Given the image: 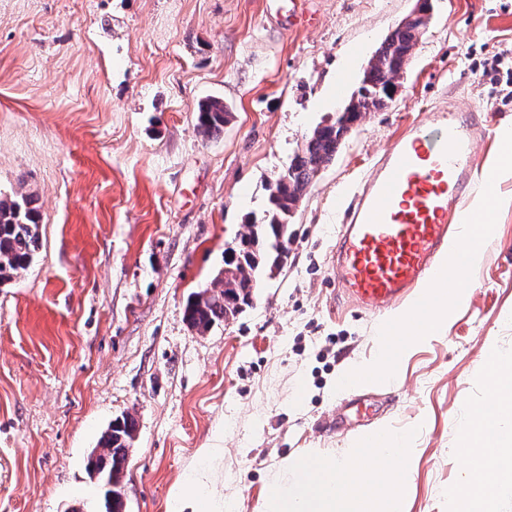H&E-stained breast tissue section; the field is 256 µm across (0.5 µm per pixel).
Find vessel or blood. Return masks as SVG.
Segmentation results:
<instances>
[{"label":"vessel or blood","mask_w":512,"mask_h":512,"mask_svg":"<svg viewBox=\"0 0 512 512\" xmlns=\"http://www.w3.org/2000/svg\"><path fill=\"white\" fill-rule=\"evenodd\" d=\"M485 132L477 111L436 110L412 124L366 173L352 196L337 195V286L371 312L408 302L420 319L432 302L423 285L470 268L472 229L492 235L462 204L475 187L474 145Z\"/></svg>","instance_id":"1"}]
</instances>
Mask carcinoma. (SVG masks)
<instances>
[{
	"instance_id": "1",
	"label": "carcinoma",
	"mask_w": 512,
	"mask_h": 512,
	"mask_svg": "<svg viewBox=\"0 0 512 512\" xmlns=\"http://www.w3.org/2000/svg\"><path fill=\"white\" fill-rule=\"evenodd\" d=\"M421 32L415 26L399 25L381 44L368 61L362 85L353 95L358 111L381 109L391 101L385 90L394 75L407 65L401 49L417 42ZM229 115L223 100L210 99L198 108L197 127L206 137L216 136L224 131ZM343 138L344 129L334 123L319 125L308 134L283 173L284 180L269 188L264 221L250 224L247 233L234 238L224 249V265L238 270L240 277L227 287L218 280L188 301L186 317L193 329L206 333L225 323L228 312L251 304L252 290L258 288L254 281L259 279L261 269L279 266L278 226L288 223L290 202L302 197L316 174L335 160ZM38 246L39 215L31 199H0V282L26 268ZM136 429L133 416L122 417L102 436L101 452L90 458V466L100 472L105 487L104 512H125L121 478Z\"/></svg>"
}]
</instances>
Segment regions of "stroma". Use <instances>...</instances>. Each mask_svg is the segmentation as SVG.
<instances>
[{
  "label": "stroma",
  "mask_w": 512,
  "mask_h": 512,
  "mask_svg": "<svg viewBox=\"0 0 512 512\" xmlns=\"http://www.w3.org/2000/svg\"><path fill=\"white\" fill-rule=\"evenodd\" d=\"M415 0H0V198L33 196L39 248L0 283V512H99L88 460L112 421L137 432L126 512H169L171 491L219 440L210 486L262 512L280 461L360 447L381 428L414 449L404 512H449L471 460L457 414L512 356V176L494 233L439 331L399 351L394 377L351 394L340 373L378 364L385 316L336 290V196L410 124L454 102L512 132V0H429L394 99L367 113L312 181L288 256L251 307L206 334L188 300L224 265L267 187L316 126L334 123L369 57ZM350 67L344 96L336 77ZM230 107L205 138L197 107ZM373 415L341 424L351 399Z\"/></svg>",
  "instance_id": "1"
}]
</instances>
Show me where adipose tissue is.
<instances>
[{
	"label": "adipose tissue",
	"instance_id": "ef3b65f1",
	"mask_svg": "<svg viewBox=\"0 0 512 512\" xmlns=\"http://www.w3.org/2000/svg\"><path fill=\"white\" fill-rule=\"evenodd\" d=\"M488 408H467L460 446L484 448L488 430H498L493 448L463 474L452 512H495L512 496V357L492 358ZM372 462L360 454H311L282 461L269 478L263 512H402L412 450L407 435L374 433ZM208 473H192L174 489L172 512H230L227 502L206 494Z\"/></svg>",
	"mask_w": 512,
	"mask_h": 512
}]
</instances>
